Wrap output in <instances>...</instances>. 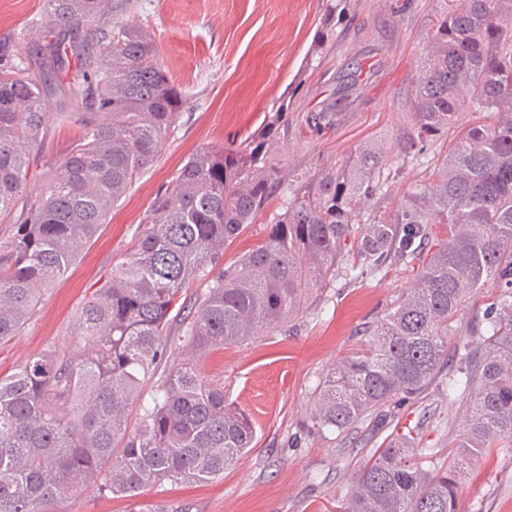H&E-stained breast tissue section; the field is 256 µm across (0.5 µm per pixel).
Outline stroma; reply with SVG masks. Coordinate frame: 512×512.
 I'll return each instance as SVG.
<instances>
[{"label":"stroma","mask_w":512,"mask_h":512,"mask_svg":"<svg viewBox=\"0 0 512 512\" xmlns=\"http://www.w3.org/2000/svg\"><path fill=\"white\" fill-rule=\"evenodd\" d=\"M326 0H110L96 26L136 22L153 34L159 58L182 87L186 105L153 164L113 206L107 221L55 282L21 336L0 344V373H13L48 347L81 353L72 336L77 309L91 286L143 227L152 201L197 151L233 147L257 132L265 115L289 101L288 136L279 149L286 178L265 215L224 250L225 265L255 246L281 213L292 190L310 175L345 160L364 139H387L408 115L432 20L448 0H350L343 16L325 21ZM44 0H0V54L33 56L41 42L36 20ZM332 36L322 54L313 45L322 25ZM335 112L316 128L307 113ZM435 149L406 161L368 210L395 209L434 161ZM415 283L393 269L382 279L337 276L305 299L301 313L265 335L213 351L203 371L223 379L230 402L256 427V446L218 480L155 485L135 499L99 497L87 485L70 512H336L355 471L386 428L366 421L345 437L307 433L313 390L327 371L358 348L362 330L376 324ZM500 293L487 282L451 322L449 342L466 339L468 321ZM399 430L421 426L424 445L457 439L466 404L433 384L420 400L398 406ZM461 512H512V455L477 463L461 486Z\"/></svg>","instance_id":"stroma-1"}]
</instances>
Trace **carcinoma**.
I'll use <instances>...</instances> for the list:
<instances>
[{
    "label": "carcinoma",
    "mask_w": 512,
    "mask_h": 512,
    "mask_svg": "<svg viewBox=\"0 0 512 512\" xmlns=\"http://www.w3.org/2000/svg\"><path fill=\"white\" fill-rule=\"evenodd\" d=\"M103 0H47L40 19L42 64L0 62V215L26 189L30 155L43 159L46 187L27 200L0 241V342L21 335L51 285L76 261L112 206L157 158L186 98L160 62L153 35L137 24L101 36L94 66L73 70L78 127L62 156L46 151L44 126L57 83L70 71L78 35ZM281 103L237 147L204 149L157 195L131 246L76 314L83 356L52 348L0 375V512H50L94 483L103 498H134L150 484L208 483L224 476L256 440L255 425L207 376L214 350L262 336L297 317L304 295L336 280L346 242L356 243V280L393 267L415 285L367 329L314 391V433L346 435L369 417L427 390L448 360V322L490 280L498 301L457 344L448 395L468 403V428L452 463L411 436L384 441L358 469L339 512H460L459 488L477 458L512 443V0H449L432 26L409 120L382 144L357 147L339 166L292 192L265 237L228 270L224 248L279 194L276 153ZM454 133L445 159L396 210L359 215L394 160L427 151ZM448 225L433 245L432 226ZM199 281L194 311L181 318L185 354L172 359L135 426L130 409L163 343L183 288Z\"/></svg>",
    "instance_id": "cac0c4a2"
}]
</instances>
